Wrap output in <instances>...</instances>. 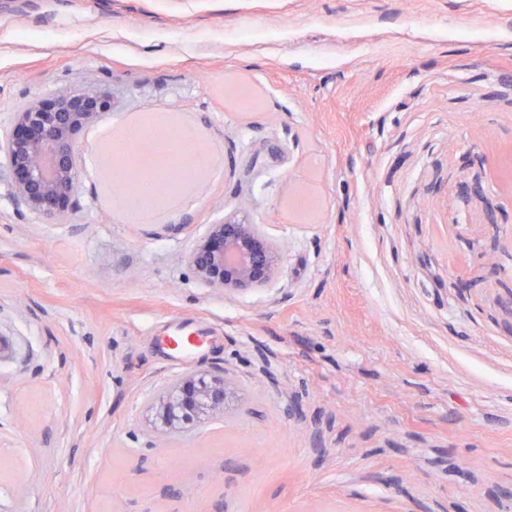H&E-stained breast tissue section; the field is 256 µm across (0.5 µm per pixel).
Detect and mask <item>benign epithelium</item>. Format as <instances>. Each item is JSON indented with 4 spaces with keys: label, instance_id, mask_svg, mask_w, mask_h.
Masks as SVG:
<instances>
[{
    "label": "benign epithelium",
    "instance_id": "1",
    "mask_svg": "<svg viewBox=\"0 0 512 512\" xmlns=\"http://www.w3.org/2000/svg\"><path fill=\"white\" fill-rule=\"evenodd\" d=\"M112 95L81 80L52 99L35 98L16 113L0 155L12 174L11 193L32 214L60 219L78 192L80 134L112 111ZM281 244L235 211L209 224L183 255L197 283L226 295L266 286L279 272ZM224 374L191 369L168 383L148 406L145 430L163 447L206 419L223 418L236 398Z\"/></svg>",
    "mask_w": 512,
    "mask_h": 512
}]
</instances>
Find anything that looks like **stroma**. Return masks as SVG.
Returning a JSON list of instances; mask_svg holds the SVG:
<instances>
[{
    "label": "stroma",
    "mask_w": 512,
    "mask_h": 512,
    "mask_svg": "<svg viewBox=\"0 0 512 512\" xmlns=\"http://www.w3.org/2000/svg\"><path fill=\"white\" fill-rule=\"evenodd\" d=\"M84 81L222 171L131 224L0 158V512H512V0H0V135ZM245 208L277 276L182 261ZM233 409L153 445L167 320ZM209 329L206 322L195 317L171 322L164 331L163 347L170 364L178 366L191 360L203 346V336H208Z\"/></svg>",
    "instance_id": "35a3bbf8"
}]
</instances>
